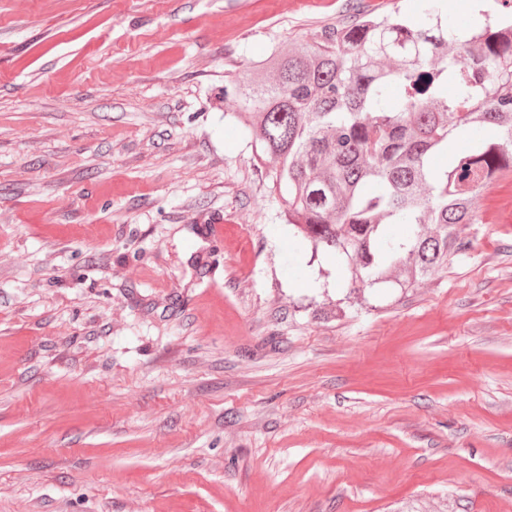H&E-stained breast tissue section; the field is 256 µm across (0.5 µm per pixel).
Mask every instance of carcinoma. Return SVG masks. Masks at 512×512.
<instances>
[{
	"label": "carcinoma",
	"instance_id": "obj_1",
	"mask_svg": "<svg viewBox=\"0 0 512 512\" xmlns=\"http://www.w3.org/2000/svg\"><path fill=\"white\" fill-rule=\"evenodd\" d=\"M445 7L425 0L409 18L357 0L224 81L254 160L273 169L281 217L350 296L447 268L483 190L512 176V18L486 11L459 30Z\"/></svg>",
	"mask_w": 512,
	"mask_h": 512
}]
</instances>
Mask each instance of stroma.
Wrapping results in <instances>:
<instances>
[{"instance_id": "obj_1", "label": "stroma", "mask_w": 512, "mask_h": 512, "mask_svg": "<svg viewBox=\"0 0 512 512\" xmlns=\"http://www.w3.org/2000/svg\"><path fill=\"white\" fill-rule=\"evenodd\" d=\"M352 2L0 0V512H512V177L357 304L224 118Z\"/></svg>"}]
</instances>
